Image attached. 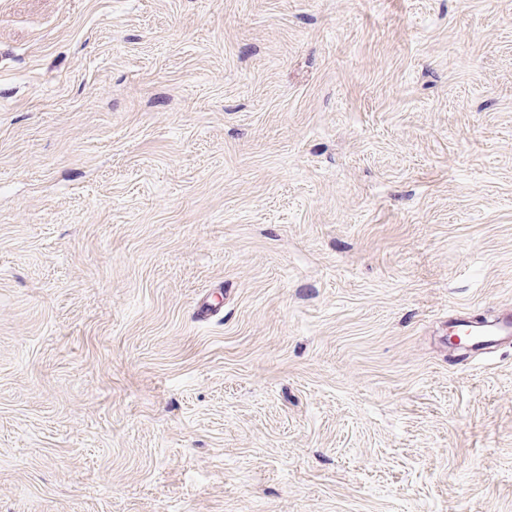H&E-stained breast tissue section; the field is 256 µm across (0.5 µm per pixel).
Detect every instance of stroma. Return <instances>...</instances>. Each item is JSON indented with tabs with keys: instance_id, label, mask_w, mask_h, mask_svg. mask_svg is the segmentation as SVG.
I'll return each mask as SVG.
<instances>
[{
	"instance_id": "1",
	"label": "stroma",
	"mask_w": 512,
	"mask_h": 512,
	"mask_svg": "<svg viewBox=\"0 0 512 512\" xmlns=\"http://www.w3.org/2000/svg\"><path fill=\"white\" fill-rule=\"evenodd\" d=\"M453 310L512 311V0H0V512H512Z\"/></svg>"
}]
</instances>
